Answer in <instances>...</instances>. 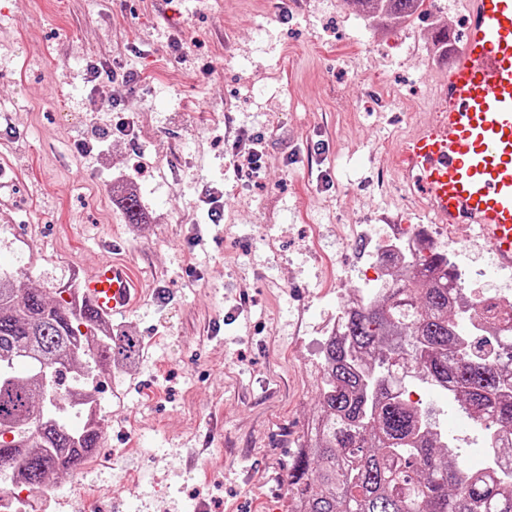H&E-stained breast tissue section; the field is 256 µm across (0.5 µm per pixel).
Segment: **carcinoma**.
<instances>
[{
	"instance_id": "cac0c4a2",
	"label": "carcinoma",
	"mask_w": 512,
	"mask_h": 512,
	"mask_svg": "<svg viewBox=\"0 0 512 512\" xmlns=\"http://www.w3.org/2000/svg\"><path fill=\"white\" fill-rule=\"evenodd\" d=\"M345 2L368 21L427 15V0ZM122 210L127 223L143 222L136 195ZM378 259L398 287L344 305L343 339H325L316 412L289 463L290 512H512V303L501 305L492 288L480 308L464 302L442 251L418 266L402 250ZM139 346L85 302L75 312L0 270V461L15 485L38 491L90 458L97 424L74 429L66 413L88 398L94 368L130 361ZM44 365L69 374L65 396L43 382ZM409 370L448 388L455 415L486 432L491 466L470 467L435 412L404 398Z\"/></svg>"
}]
</instances>
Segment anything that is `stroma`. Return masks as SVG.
<instances>
[{"label":"stroma","mask_w":512,"mask_h":512,"mask_svg":"<svg viewBox=\"0 0 512 512\" xmlns=\"http://www.w3.org/2000/svg\"><path fill=\"white\" fill-rule=\"evenodd\" d=\"M441 3L369 23L346 0H0V268L54 299L118 254L152 288L112 323L141 347L96 373L98 448L36 512H288L323 324L373 249L360 225L424 230L466 295L512 289L393 177L446 59L435 39L465 31L463 0ZM102 61L121 81L93 78ZM123 118L134 143L80 151ZM258 135L261 168L234 171ZM119 177L143 223L125 222Z\"/></svg>","instance_id":"obj_1"}]
</instances>
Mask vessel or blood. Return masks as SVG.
<instances>
[{"instance_id":"1","label":"vessel or blood","mask_w":512,"mask_h":512,"mask_svg":"<svg viewBox=\"0 0 512 512\" xmlns=\"http://www.w3.org/2000/svg\"><path fill=\"white\" fill-rule=\"evenodd\" d=\"M433 111L402 143L397 171L431 221L469 226L497 267L512 268V0H466ZM82 298L99 319L132 312L145 290L126 263L83 274Z\"/></svg>"}]
</instances>
